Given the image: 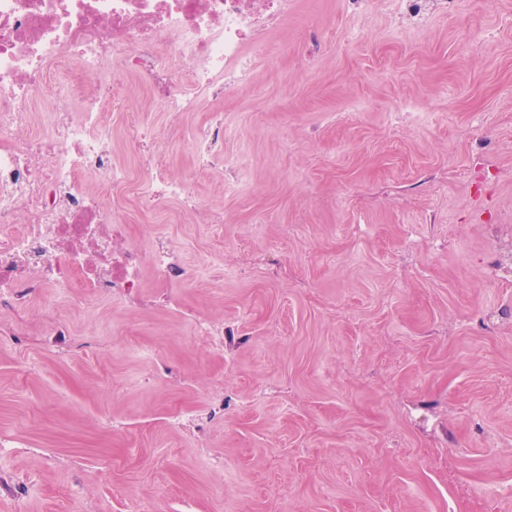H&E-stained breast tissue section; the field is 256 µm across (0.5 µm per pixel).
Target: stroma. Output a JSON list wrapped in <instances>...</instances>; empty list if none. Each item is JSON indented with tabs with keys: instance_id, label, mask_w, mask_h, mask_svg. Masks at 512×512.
Listing matches in <instances>:
<instances>
[{
	"instance_id": "35a3bbf8",
	"label": "stroma",
	"mask_w": 512,
	"mask_h": 512,
	"mask_svg": "<svg viewBox=\"0 0 512 512\" xmlns=\"http://www.w3.org/2000/svg\"><path fill=\"white\" fill-rule=\"evenodd\" d=\"M272 40L195 180L223 223L125 203L191 283L0 307V512H512V0H299ZM121 105L193 171L206 113ZM194 168L210 173L236 170L238 164L224 155V122L221 112H212L210 120L191 141Z\"/></svg>"
}]
</instances>
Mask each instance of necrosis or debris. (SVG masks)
Segmentation results:
<instances>
[{
    "instance_id": "4bbe7bcc",
    "label": "necrosis or debris",
    "mask_w": 512,
    "mask_h": 512,
    "mask_svg": "<svg viewBox=\"0 0 512 512\" xmlns=\"http://www.w3.org/2000/svg\"><path fill=\"white\" fill-rule=\"evenodd\" d=\"M295 0H0V306L25 311L45 289L80 302L141 296L147 276L184 283L169 241L149 253L115 233L110 202L128 175L115 159L113 83L137 90L180 127L212 107L191 141L199 172L235 169L224 154L217 110L251 77L255 60L277 55L269 31ZM82 82L72 99L58 79ZM125 145L144 179L145 211L175 204L220 224L188 176H174L152 129L125 123Z\"/></svg>"
}]
</instances>
